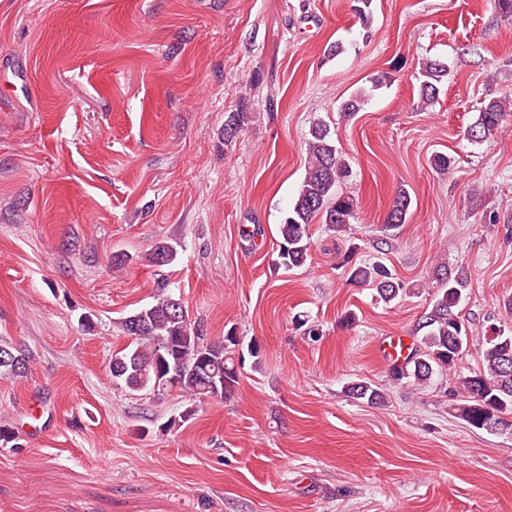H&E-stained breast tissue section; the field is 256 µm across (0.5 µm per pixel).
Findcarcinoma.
Masks as SVG:
<instances>
[{
    "instance_id": "1",
    "label": "carcinoma",
    "mask_w": 512,
    "mask_h": 512,
    "mask_svg": "<svg viewBox=\"0 0 512 512\" xmlns=\"http://www.w3.org/2000/svg\"><path fill=\"white\" fill-rule=\"evenodd\" d=\"M448 65L440 58H427L419 69V104L426 109L436 101L438 85L447 75ZM365 95L357 93L340 107L342 118L349 120L362 109ZM512 116V101L491 99L482 103L474 122L464 136L472 144L488 140L504 128ZM246 113L232 112L224 121V141L237 138L245 125ZM307 167L288 215L278 227L279 249L275 264L286 270L305 265L310 250L309 225L319 220L331 231H340L355 218L357 199L339 191L351 176V168L339 153L323 122L311 126L306 140ZM411 205L409 193L401 189L395 194L384 223L383 232L406 223ZM175 249L166 242L158 243L150 256L154 266L163 267L174 261ZM349 284L375 290L377 301L390 305L410 293L409 286L382 261L357 263L346 257ZM470 274L459 267L448 270V264L436 267L430 308L416 327L415 346L406 358L389 365L392 380L415 387L427 386L436 375H447L456 369L468 352V320L462 316ZM123 333L132 338L126 347L112 353L109 372L112 380L131 393L162 396L177 391L183 395L225 397L238 383V369L246 358L252 367L262 364L261 345L253 341L243 345L230 328L221 341L209 342L197 322L190 320L181 297L167 288L161 289L154 302L140 307L121 321ZM480 368L460 379L462 403L457 414L470 426L489 431L512 424L504 415H512V334L493 325L479 347ZM179 362L180 373L174 384L165 381L166 369ZM30 353L10 343H0V377L19 379L25 376ZM348 396L379 404L383 392L366 381L347 386Z\"/></svg>"
}]
</instances>
